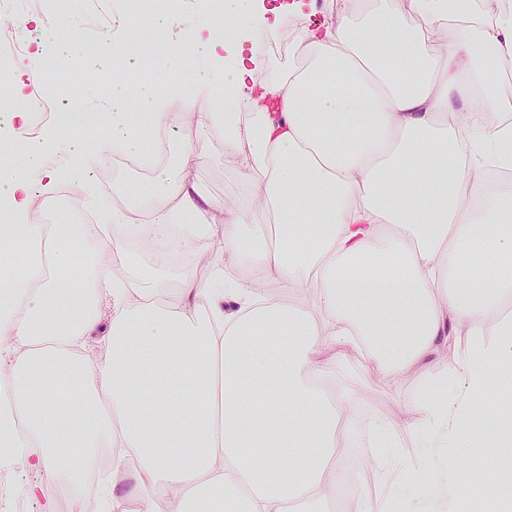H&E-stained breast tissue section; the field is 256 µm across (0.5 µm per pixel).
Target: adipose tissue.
I'll return each mask as SVG.
<instances>
[{"label":"adipose tissue","mask_w":512,"mask_h":512,"mask_svg":"<svg viewBox=\"0 0 512 512\" xmlns=\"http://www.w3.org/2000/svg\"><path fill=\"white\" fill-rule=\"evenodd\" d=\"M191 47L212 70L183 111L149 81L117 79L109 138L66 141L49 128L26 142L24 170L0 162L12 217L0 240L24 243L19 274L0 275V337L13 341L0 349V447L69 483L111 449L113 476L132 480L114 512H321L345 480L339 442L357 430L352 400L320 388L332 364L359 355L397 382L448 348L442 378L402 422L364 429L386 441L377 465L389 480L413 478L400 434L432 449L459 443L492 375L512 365V323L493 345L480 340L512 301V211L484 202L482 179L505 164L512 131V12L338 0L335 21L298 33L304 64L251 88L263 58L225 56L211 30ZM217 95L243 111H197ZM140 112L216 138L275 215V243L201 192L188 150L176 176L114 172L120 201L98 223H29L34 194L53 198L75 179L96 197L93 170L143 157ZM135 233L159 261L189 255L175 282L111 280V265L131 264ZM105 307L102 346L78 354ZM462 334L474 342L460 350Z\"/></svg>","instance_id":"ef3b65f1"}]
</instances>
